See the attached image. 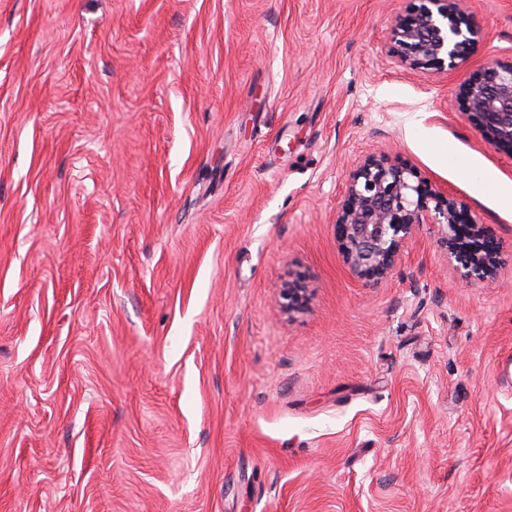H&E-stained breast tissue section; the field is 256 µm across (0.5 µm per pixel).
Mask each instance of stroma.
<instances>
[{
	"label": "stroma",
	"instance_id": "1",
	"mask_svg": "<svg viewBox=\"0 0 512 512\" xmlns=\"http://www.w3.org/2000/svg\"><path fill=\"white\" fill-rule=\"evenodd\" d=\"M412 5L0 0V512H512V158L456 104L512 0L441 75L388 53ZM374 150L494 228L496 276L428 224L350 273ZM308 288L300 276L288 281L279 293V308L283 313L298 311L304 307L307 300Z\"/></svg>",
	"mask_w": 512,
	"mask_h": 512
}]
</instances>
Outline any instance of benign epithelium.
<instances>
[{
    "mask_svg": "<svg viewBox=\"0 0 512 512\" xmlns=\"http://www.w3.org/2000/svg\"><path fill=\"white\" fill-rule=\"evenodd\" d=\"M469 4L421 0L395 20L390 56L410 70L457 69L479 42ZM457 103L487 143L512 157V60L472 71L459 85ZM422 224L441 228L440 245L456 261L461 286L496 274L502 243L490 225L471 217L463 201L385 152L365 155L350 170L334 231L343 260L357 279L373 285L385 280ZM307 291L299 276L286 283L279 293L280 311L303 308Z\"/></svg>",
    "mask_w": 512,
    "mask_h": 512,
    "instance_id": "7a95c632",
    "label": "benign epithelium"
}]
</instances>
